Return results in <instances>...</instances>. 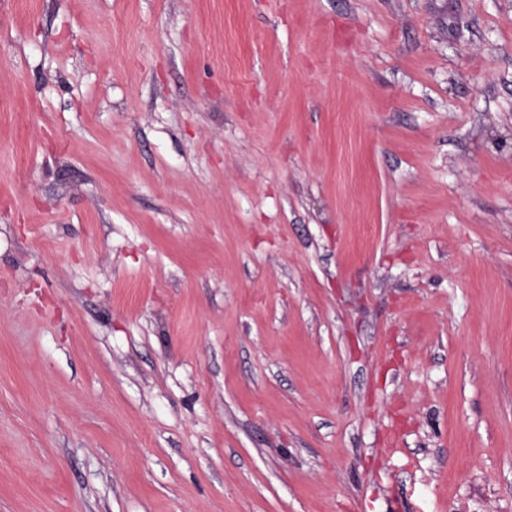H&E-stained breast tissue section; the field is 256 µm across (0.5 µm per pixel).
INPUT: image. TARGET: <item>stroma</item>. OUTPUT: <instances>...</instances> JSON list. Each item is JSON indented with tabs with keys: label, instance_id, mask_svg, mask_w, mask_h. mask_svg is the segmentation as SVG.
<instances>
[{
	"label": "stroma",
	"instance_id": "stroma-1",
	"mask_svg": "<svg viewBox=\"0 0 512 512\" xmlns=\"http://www.w3.org/2000/svg\"><path fill=\"white\" fill-rule=\"evenodd\" d=\"M512 512V0H0V512Z\"/></svg>",
	"mask_w": 512,
	"mask_h": 512
}]
</instances>
